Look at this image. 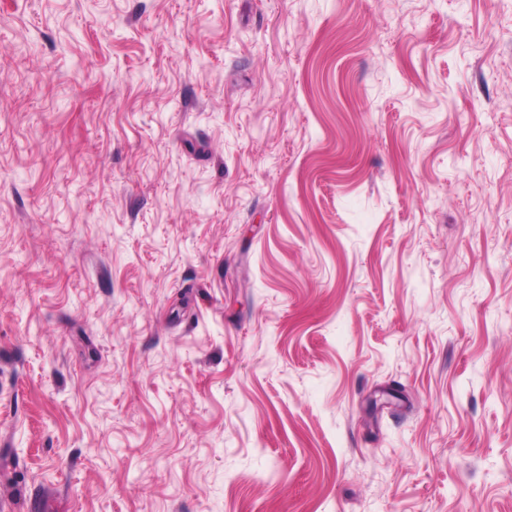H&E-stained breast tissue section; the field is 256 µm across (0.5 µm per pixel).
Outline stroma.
<instances>
[{"instance_id":"35a3bbf8","label":"stroma","mask_w":512,"mask_h":512,"mask_svg":"<svg viewBox=\"0 0 512 512\" xmlns=\"http://www.w3.org/2000/svg\"><path fill=\"white\" fill-rule=\"evenodd\" d=\"M0 512H512V0H0Z\"/></svg>"}]
</instances>
